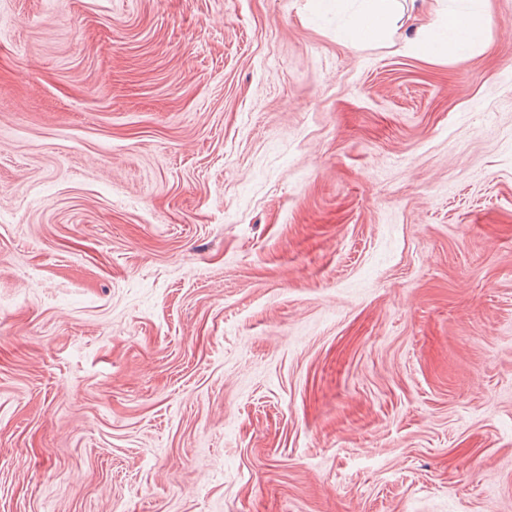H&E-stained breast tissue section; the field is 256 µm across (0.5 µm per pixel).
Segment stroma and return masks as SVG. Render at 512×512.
I'll return each instance as SVG.
<instances>
[{
	"mask_svg": "<svg viewBox=\"0 0 512 512\" xmlns=\"http://www.w3.org/2000/svg\"><path fill=\"white\" fill-rule=\"evenodd\" d=\"M0 0V512H512V0ZM396 0H358V11L345 40L351 44L369 42L382 33L394 16ZM488 20L482 14L467 11H448L440 13V45H453L457 54H464L474 41L482 34Z\"/></svg>",
	"mask_w": 512,
	"mask_h": 512,
	"instance_id": "stroma-1",
	"label": "stroma"
}]
</instances>
